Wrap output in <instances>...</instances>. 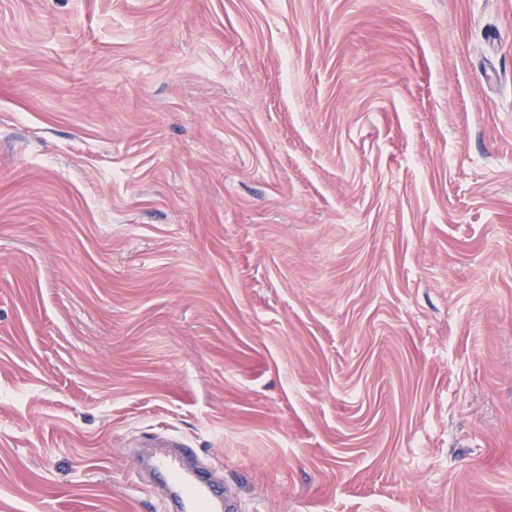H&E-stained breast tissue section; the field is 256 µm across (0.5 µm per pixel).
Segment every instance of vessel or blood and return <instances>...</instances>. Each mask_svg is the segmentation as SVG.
<instances>
[{"instance_id": "b4317fda", "label": "vessel or blood", "mask_w": 512, "mask_h": 512, "mask_svg": "<svg viewBox=\"0 0 512 512\" xmlns=\"http://www.w3.org/2000/svg\"><path fill=\"white\" fill-rule=\"evenodd\" d=\"M137 465L157 479L159 512H241L238 497L220 490L218 470L202 466L183 438L153 436Z\"/></svg>"}]
</instances>
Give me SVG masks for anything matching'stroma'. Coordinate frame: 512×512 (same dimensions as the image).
I'll return each instance as SVG.
<instances>
[{
	"instance_id": "1",
	"label": "stroma",
	"mask_w": 512,
	"mask_h": 512,
	"mask_svg": "<svg viewBox=\"0 0 512 512\" xmlns=\"http://www.w3.org/2000/svg\"><path fill=\"white\" fill-rule=\"evenodd\" d=\"M512 512V0H0V512ZM137 465L152 477L158 491L160 512H239L242 505L230 490H220V473L212 466H202L194 448L177 436H153L145 444Z\"/></svg>"
}]
</instances>
